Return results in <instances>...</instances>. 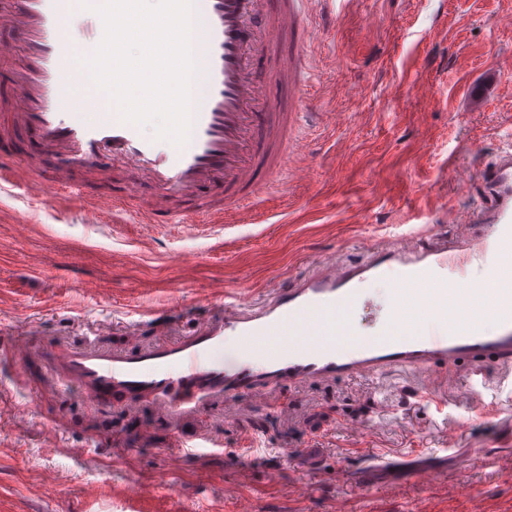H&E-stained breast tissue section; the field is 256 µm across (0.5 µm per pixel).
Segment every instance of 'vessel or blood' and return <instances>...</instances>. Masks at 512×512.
<instances>
[{
  "label": "vessel or blood",
  "instance_id": "vessel-or-blood-1",
  "mask_svg": "<svg viewBox=\"0 0 512 512\" xmlns=\"http://www.w3.org/2000/svg\"><path fill=\"white\" fill-rule=\"evenodd\" d=\"M302 3L194 0L199 88L190 140L179 148L144 135L116 112H90L91 94L71 101L75 58L90 52L61 26L62 18L85 16L77 0H0V26L17 33L22 50L0 106L11 125L51 157L46 165L32 154L21 167L0 149V175L32 190L57 191L78 206L121 209L126 194L92 196L68 177L110 162L123 165L129 183L154 191L137 208L154 227L205 215L212 208L206 189L216 183L224 186L225 209L248 204L261 184L281 173L292 127L306 108L303 58L278 50L288 38L304 42ZM261 59L267 62L263 78L254 68ZM273 85L292 91L288 107L272 100ZM479 175L495 208L478 239L454 247L437 236L410 246L385 240L358 263L325 258L294 287L255 306L225 304L184 336L139 351L104 350L90 341L36 354L23 327L0 346V355L21 365L38 358L90 406L118 407L130 416L145 403L178 416L210 398L260 399L269 387L396 367L417 372L420 395L431 400L440 368L463 362L472 367L463 390L481 398L483 362L512 368V150ZM474 257L491 273L490 287H467L465 265ZM365 288L392 289L388 315L368 332L342 329L347 308Z\"/></svg>",
  "mask_w": 512,
  "mask_h": 512
}]
</instances>
